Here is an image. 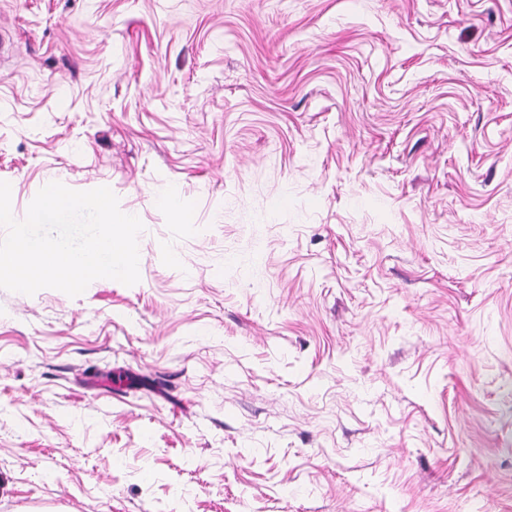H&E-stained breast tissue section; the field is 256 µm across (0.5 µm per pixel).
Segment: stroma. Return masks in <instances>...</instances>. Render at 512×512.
Returning a JSON list of instances; mask_svg holds the SVG:
<instances>
[{
    "label": "stroma",
    "instance_id": "stroma-1",
    "mask_svg": "<svg viewBox=\"0 0 512 512\" xmlns=\"http://www.w3.org/2000/svg\"><path fill=\"white\" fill-rule=\"evenodd\" d=\"M0 181L144 225L0 288V512H512V0H0Z\"/></svg>",
    "mask_w": 512,
    "mask_h": 512
}]
</instances>
